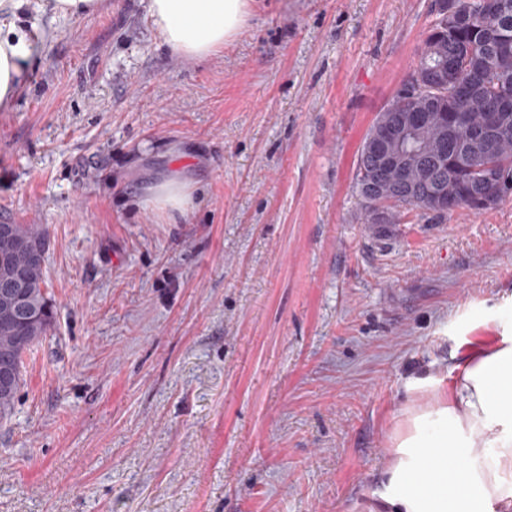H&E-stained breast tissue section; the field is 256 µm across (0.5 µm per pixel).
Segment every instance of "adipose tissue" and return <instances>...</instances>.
I'll return each mask as SVG.
<instances>
[{"label": "adipose tissue", "mask_w": 512, "mask_h": 512, "mask_svg": "<svg viewBox=\"0 0 512 512\" xmlns=\"http://www.w3.org/2000/svg\"><path fill=\"white\" fill-rule=\"evenodd\" d=\"M251 0H150L165 44L207 58L238 35ZM38 32L0 29V109L10 108L39 55ZM437 388L416 379L418 397L398 413L387 460L363 495L369 512H512V339L470 353Z\"/></svg>", "instance_id": "obj_1"}]
</instances>
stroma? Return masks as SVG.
Returning <instances> with one entry per match:
<instances>
[{"label": "stroma", "mask_w": 512, "mask_h": 512, "mask_svg": "<svg viewBox=\"0 0 512 512\" xmlns=\"http://www.w3.org/2000/svg\"><path fill=\"white\" fill-rule=\"evenodd\" d=\"M150 0L38 26L0 110V223L50 241L55 319L0 418V512H363L410 380L512 338V197L378 230L363 139L432 0H253L215 56ZM184 171L177 222L145 205Z\"/></svg>", "instance_id": "stroma-1"}]
</instances>
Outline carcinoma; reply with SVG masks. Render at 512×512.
<instances>
[{"label":"carcinoma","instance_id":"obj_1","mask_svg":"<svg viewBox=\"0 0 512 512\" xmlns=\"http://www.w3.org/2000/svg\"><path fill=\"white\" fill-rule=\"evenodd\" d=\"M456 16L448 20L441 11L423 39L418 64L431 69L447 65L452 80L446 86L426 90L421 97L406 99L402 91L413 86V75L403 81L388 106L378 114L366 134L356 160V188L366 204V222L396 223L404 209H419L431 219L448 216L459 208L488 210L507 198L478 177L476 168L512 172V0H446ZM405 112H432L434 120L408 137L403 148L417 150L419 160L401 169L394 180L379 184L370 194L364 188L369 177L366 151L370 140L381 131L397 128ZM497 116L498 133L481 135L487 116ZM445 140L444 156L429 151ZM451 186L455 200L443 209L432 199L439 185ZM12 239L0 238V287L8 283L14 269L29 270L26 290L35 316L29 321L7 322L0 315V358L23 366L24 356L47 335L53 325L54 309L45 289V264H34L29 253L14 242L49 245L47 234L33 224H11Z\"/></svg>","mask_w":512,"mask_h":512}]
</instances>
